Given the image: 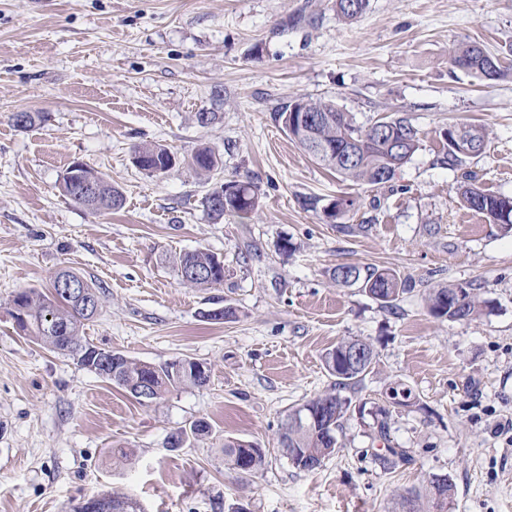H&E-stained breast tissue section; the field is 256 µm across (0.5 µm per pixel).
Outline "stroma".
Segmentation results:
<instances>
[{"instance_id":"obj_1","label":"stroma","mask_w":512,"mask_h":512,"mask_svg":"<svg viewBox=\"0 0 512 512\" xmlns=\"http://www.w3.org/2000/svg\"><path fill=\"white\" fill-rule=\"evenodd\" d=\"M463 41L512 55V0H370L351 23L334 0H0V512H71L106 492L144 512H399L436 474L455 486L450 512H512V228L458 193L469 173L512 196V75L453 68ZM298 97L364 126L407 117L420 147L386 184L342 180L272 120ZM15 112L37 119L21 130ZM201 112L218 118L200 124ZM456 123L482 126L486 148L452 166L444 133ZM140 143L183 159L210 146L219 179L254 182L258 216L211 220L208 183L184 163L139 170ZM75 161L104 173L123 207L99 214L65 198ZM345 196L355 207L329 218ZM197 248L223 257L222 286L180 284L175 259ZM340 264L417 286L386 308L336 286ZM64 267L100 288L90 343L206 363L209 384L143 403L19 334L14 295L47 290ZM428 284L466 287L479 314L434 318ZM351 337L372 344L375 367L344 392L339 451L299 470L281 427L329 391L324 355ZM394 387L408 404L389 403ZM382 408L390 446L410 456L394 468L377 457ZM197 420L209 434L169 447ZM228 439L264 448L263 469H230Z\"/></svg>"}]
</instances>
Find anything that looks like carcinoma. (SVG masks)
<instances>
[{
  "label": "carcinoma",
  "instance_id": "1",
  "mask_svg": "<svg viewBox=\"0 0 512 512\" xmlns=\"http://www.w3.org/2000/svg\"><path fill=\"white\" fill-rule=\"evenodd\" d=\"M339 20L349 23L362 16L369 6V0H335ZM490 53L475 43L461 42L453 48L450 64L466 72L479 73L481 63ZM306 111L319 121L299 131L295 117ZM276 124L307 152L318 164L335 172L346 180L382 185L391 181L396 170L391 168L388 154L378 147L367 144L370 127L358 126L349 114L336 104L323 100L296 98L277 107L272 113ZM389 136L400 142L401 156L409 162L419 149L418 130L404 117H388ZM460 133L478 142L484 148L486 133L480 126L460 123L448 127L446 135ZM356 143L365 145L357 158H344L348 148ZM133 156L141 158L138 168L149 174L157 169L174 168V154L162 145L143 144L133 148ZM187 163L198 173L211 177L217 170V157L209 147L197 149ZM82 182L94 185V195L88 199L79 196L76 186ZM62 194L74 203L99 213H110L122 207V193L101 172L85 165L78 169L67 168L60 179ZM465 206L486 215L491 221L512 224V196L488 193L470 181L459 188ZM204 212L213 220L224 216L249 215L257 211L259 196L257 187L251 181H220L201 199ZM177 276L183 284L197 288H215L224 284V259L214 253L194 249L179 255L176 262ZM70 277L86 286L94 297H99V288L71 270H61L52 280V291L44 294L36 289L18 293L12 300L10 315L16 328L32 342L51 351L67 356L76 364L96 373L122 389L131 383L146 382L158 399L172 388L193 386L202 388L210 381V369H196V362L190 359H175L162 364L140 362L113 352L108 365H103L91 350L92 344L83 337V327L93 316L84 312L76 298L57 288L58 277ZM336 285L358 288L386 307L395 305L401 295L413 290L415 284L402 279L386 269L374 266L341 264L332 273ZM461 286H437L428 289L427 301L430 313L437 318L455 321L468 320L478 313V301L465 291V302L458 306L453 301ZM347 339L325 354L324 362L335 377L333 388L293 408L279 436V447L293 466L303 471H312L324 460L339 450L336 431L350 407V401L342 391L358 384L371 372L376 357L362 367L354 368L344 354ZM246 459L247 473L251 474L265 463V452L252 444L240 440L224 441V461L231 457ZM455 495V486L449 481L438 485L428 481L425 495L418 493L401 496L402 503H410L412 512H421L420 500L426 498L428 512H450ZM74 512H143L140 502L128 495H114L110 492L90 497L80 502Z\"/></svg>",
  "mask_w": 512,
  "mask_h": 512
}]
</instances>
